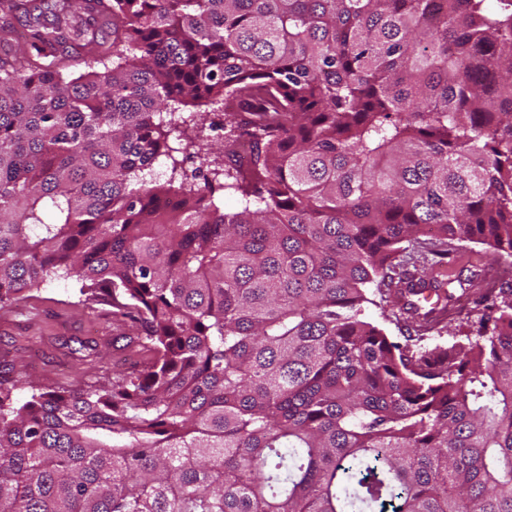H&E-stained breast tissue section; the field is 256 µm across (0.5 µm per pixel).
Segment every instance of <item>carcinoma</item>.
<instances>
[{"instance_id": "carcinoma-1", "label": "carcinoma", "mask_w": 512, "mask_h": 512, "mask_svg": "<svg viewBox=\"0 0 512 512\" xmlns=\"http://www.w3.org/2000/svg\"><path fill=\"white\" fill-rule=\"evenodd\" d=\"M461 243L512 256V0H0V307L69 280L142 357L0 379V512H512V288L368 315L441 325ZM492 266L500 267L501 269L510 268L511 273L509 278L495 281L492 278V270L488 275L486 282L481 284L473 283V286L465 285V287L472 288L467 290V294L461 295L458 300H454L450 303L449 308L454 309V320L448 325L447 328L441 330V332H428L424 335V339L420 342L421 345L434 347L435 345L447 346L448 342H453L456 339L464 338V336H476V330L478 328L477 314L470 309V298L471 294L476 288H499L501 284L511 283L512 284V258L504 255L499 261H495ZM470 313V314H467ZM387 310H389L387 313L390 314V308L389 305L385 306ZM369 314L370 317L377 323H379L387 332L390 339L394 342L405 344L408 336H416V332L410 328L407 329L403 325V323H397L395 320V317L392 316L389 319H385L381 316V310L373 305H368Z\"/></svg>"}]
</instances>
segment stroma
Masks as SVG:
<instances>
[{"label":"stroma","instance_id":"35a3bbf8","mask_svg":"<svg viewBox=\"0 0 512 512\" xmlns=\"http://www.w3.org/2000/svg\"><path fill=\"white\" fill-rule=\"evenodd\" d=\"M453 321L441 331L426 333L424 345H447L475 335L477 316L470 311L469 295L451 302ZM121 328L105 318L103 306L80 303L73 283L58 280L16 304L0 307V373L17 368L27 380L51 386L73 382L72 351L80 341L93 338L108 348Z\"/></svg>","mask_w":512,"mask_h":512}]
</instances>
